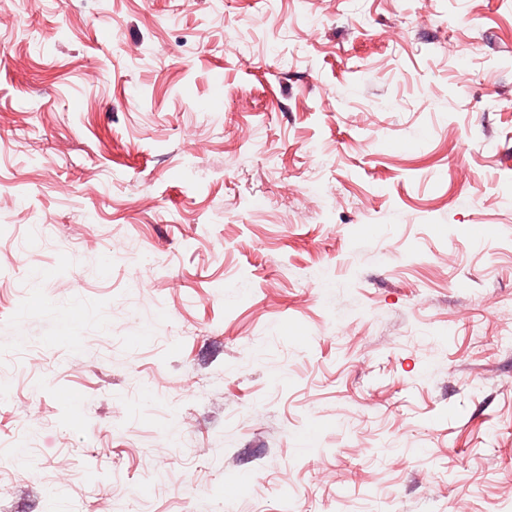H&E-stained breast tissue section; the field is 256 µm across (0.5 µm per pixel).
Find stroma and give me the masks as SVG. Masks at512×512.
<instances>
[{
    "mask_svg": "<svg viewBox=\"0 0 512 512\" xmlns=\"http://www.w3.org/2000/svg\"><path fill=\"white\" fill-rule=\"evenodd\" d=\"M213 4L0 0V500L507 512L512 0Z\"/></svg>",
    "mask_w": 512,
    "mask_h": 512,
    "instance_id": "stroma-1",
    "label": "stroma"
}]
</instances>
